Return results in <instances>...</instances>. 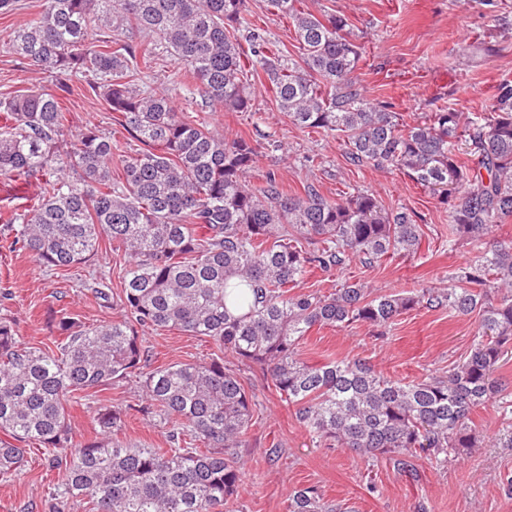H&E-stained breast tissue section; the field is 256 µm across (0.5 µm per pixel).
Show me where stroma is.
<instances>
[{
    "mask_svg": "<svg viewBox=\"0 0 512 512\" xmlns=\"http://www.w3.org/2000/svg\"><path fill=\"white\" fill-rule=\"evenodd\" d=\"M42 3L15 0L10 13L0 14V95L49 89L55 82L53 73L34 70L10 47L15 31ZM298 5L316 14L347 17L349 37L362 50L355 81L368 99L386 103L404 122L447 108L471 118L483 116L493 107L498 85L512 83V0H493L489 6L484 0H298ZM255 27L276 48L298 57L291 21L267 0H247L239 32L244 35ZM253 91L251 111L209 113L215 132H236L256 146V163L248 176L252 184H261L271 173L292 193L306 184L328 199L366 190L386 209L413 212L422 228L416 255L395 256L372 267L354 261L329 272L313 269L301 279L300 292L326 294L355 282L381 292L444 288L449 276L471 260V245L448 241L449 202L403 173L351 165L338 136L294 126L278 111L267 84L254 83ZM65 106L73 129L91 124L121 151L139 149V142L113 122L106 105L92 93L70 96ZM123 267L122 253L105 243L91 261L66 271L39 265L27 252L0 247V317L15 323L23 342L40 347L56 335L50 322L56 311L89 326L108 323L123 313ZM100 289L108 300L97 298ZM5 291L10 299H2ZM478 327L477 314L420 307L382 334L366 325L314 327L302 357L319 364L360 358L394 380L443 375L469 354ZM144 339L155 367L206 363L218 352L210 338L176 330L148 331ZM235 369L255 394L257 407L248 446L241 451L247 488L235 500L234 512H287L289 493L310 485L353 512H512V351L497 371L508 398L493 399L474 417L478 448L469 458H449L447 466L437 469L417 456L409 457L406 469L397 470L383 459L368 463L348 449L325 447L298 424L258 370L240 363ZM137 391V380L131 377L79 393L68 407L75 439L92 437L96 409L109 404L122 413L114 439L166 447L168 424L155 413L135 411ZM60 480L46 451L27 445L21 473L0 477V512H49L51 492Z\"/></svg>",
    "mask_w": 512,
    "mask_h": 512,
    "instance_id": "stroma-1",
    "label": "stroma"
}]
</instances>
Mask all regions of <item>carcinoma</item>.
Wrapping results in <instances>:
<instances>
[{
	"mask_svg": "<svg viewBox=\"0 0 512 512\" xmlns=\"http://www.w3.org/2000/svg\"><path fill=\"white\" fill-rule=\"evenodd\" d=\"M245 2L44 0L14 36V51L55 73L57 84L0 100V179L37 182L23 210L0 212L14 232L8 250L58 270L88 262L105 239L128 262L118 320L90 327L63 313L59 336L42 348L22 343L15 324L0 319V476L23 466L19 444L44 448L62 472L51 493L55 512L74 502L86 512H232L245 490L238 449L247 445L255 394L219 355L145 373L141 398L173 424L170 447L112 442L122 420L110 405L96 412L99 437L73 442L67 406L76 394L150 362L141 329L214 340L238 362L259 367L311 437L397 466L413 453L435 468L450 455L472 454L473 414L506 390L496 370L512 342V239L488 236L496 220L512 217V84L498 86L492 112L479 120L440 109L404 125L353 80L361 51L344 16L270 0L292 20L296 61L272 50L260 28L249 31L243 51L234 32ZM102 26L110 34L93 38ZM131 34L186 64L181 79L160 91L142 85L151 51ZM246 55L292 124L336 133L355 166L403 171L452 198L448 241L474 250L452 284L290 293L312 268L417 253L421 226L368 191L330 200L306 185L292 194L270 175L250 185L252 143L218 135L208 116L174 106L182 94L227 112L250 111ZM75 78L141 144L135 154L121 153L95 126L66 139L63 99L74 93ZM461 132L468 162L455 149ZM424 305L479 315L470 353L445 376L391 380L361 359L301 358L315 326L386 328ZM287 509L339 512L315 486L292 491Z\"/></svg>",
	"mask_w": 512,
	"mask_h": 512,
	"instance_id": "1",
	"label": "carcinoma"
}]
</instances>
